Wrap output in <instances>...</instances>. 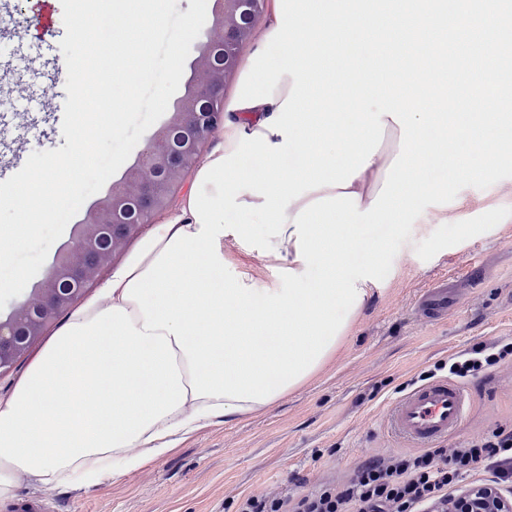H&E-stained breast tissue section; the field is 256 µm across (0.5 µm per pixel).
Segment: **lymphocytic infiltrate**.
Masks as SVG:
<instances>
[{
  "mask_svg": "<svg viewBox=\"0 0 512 512\" xmlns=\"http://www.w3.org/2000/svg\"><path fill=\"white\" fill-rule=\"evenodd\" d=\"M511 357L512 342L480 344L451 358L448 371L465 379ZM478 470L490 483H512V429L497 428L450 454L430 448L370 460L338 487L284 498L252 495L238 512H448L452 488Z\"/></svg>",
  "mask_w": 512,
  "mask_h": 512,
  "instance_id": "obj_1",
  "label": "lymphocytic infiltrate"
}]
</instances>
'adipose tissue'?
<instances>
[{
    "label": "adipose tissue",
    "instance_id": "1",
    "mask_svg": "<svg viewBox=\"0 0 512 512\" xmlns=\"http://www.w3.org/2000/svg\"><path fill=\"white\" fill-rule=\"evenodd\" d=\"M292 85V77L282 75L272 102L225 112L222 142L207 161L234 151L241 134L260 131ZM400 134L398 124L388 122L381 147L353 179L361 208L381 189ZM180 229H200L185 203L113 270L107 304L79 306L0 404V498L10 496L23 475L46 486L116 478L164 455L175 436H188L216 417L263 411L257 402L193 398L187 360L173 335L144 330L137 303L123 297L128 281L147 270Z\"/></svg>",
    "mask_w": 512,
    "mask_h": 512
}]
</instances>
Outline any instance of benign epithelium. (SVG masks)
Masks as SVG:
<instances>
[{
    "label": "benign epithelium",
    "instance_id": "benign-epithelium-1",
    "mask_svg": "<svg viewBox=\"0 0 512 512\" xmlns=\"http://www.w3.org/2000/svg\"><path fill=\"white\" fill-rule=\"evenodd\" d=\"M268 0H216L214 23L194 59L187 94L136 164L75 226L57 251L42 288L0 320V373L11 369L55 319L75 304L114 254L154 216L167 210L202 150L224 125V87L239 71L243 50ZM448 512H512V500L491 484L466 487Z\"/></svg>",
    "mask_w": 512,
    "mask_h": 512
}]
</instances>
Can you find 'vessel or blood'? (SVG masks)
Listing matches in <instances>:
<instances>
[{
    "mask_svg": "<svg viewBox=\"0 0 512 512\" xmlns=\"http://www.w3.org/2000/svg\"><path fill=\"white\" fill-rule=\"evenodd\" d=\"M420 310L433 318L448 313V284L436 283L418 300ZM468 391L459 382L433 379L401 396L392 407L387 426L407 443L428 448L455 433L465 415Z\"/></svg>",
    "mask_w": 512,
    "mask_h": 512,
    "instance_id": "b4317fda",
    "label": "vessel or blood"
}]
</instances>
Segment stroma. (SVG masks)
<instances>
[{
  "mask_svg": "<svg viewBox=\"0 0 512 512\" xmlns=\"http://www.w3.org/2000/svg\"><path fill=\"white\" fill-rule=\"evenodd\" d=\"M32 0H0V151L65 146L63 21L45 36L27 34ZM228 270L268 287L281 285V262L233 237L224 239ZM450 289L447 318L417 307L440 279ZM512 341V178L463 188L447 207H427L410 241L349 336L319 374L264 412L216 419L163 457L116 480L40 486L22 479L0 498V512L44 503L51 512H237L243 496L306 494L341 485L361 463L408 452L386 428L394 403L428 371L475 344ZM471 408L446 449L512 428V359L465 379Z\"/></svg>",
  "mask_w": 512,
  "mask_h": 512,
  "instance_id": "35a3bbf8",
  "label": "stroma"
}]
</instances>
